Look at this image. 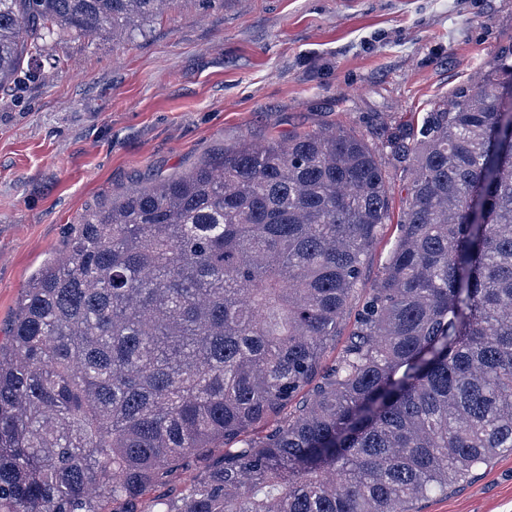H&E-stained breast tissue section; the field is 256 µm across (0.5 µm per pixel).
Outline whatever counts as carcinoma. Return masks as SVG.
Returning <instances> with one entry per match:
<instances>
[{"instance_id": "1", "label": "carcinoma", "mask_w": 512, "mask_h": 512, "mask_svg": "<svg viewBox=\"0 0 512 512\" xmlns=\"http://www.w3.org/2000/svg\"><path fill=\"white\" fill-rule=\"evenodd\" d=\"M170 0H0V86ZM512 45L379 151L245 144L72 225L0 343V512H416L512 451ZM194 461L177 493L146 499ZM384 157L389 167L391 191L389 196L390 221L385 224L380 232V236L374 248L371 250L366 263L363 265L360 276L359 288H371L380 275L382 265L386 259L387 253L394 237L397 235L396 224L398 216L405 204L406 184L408 174L406 172L407 163L399 162L397 157L392 156L389 148L384 149Z\"/></svg>"}]
</instances>
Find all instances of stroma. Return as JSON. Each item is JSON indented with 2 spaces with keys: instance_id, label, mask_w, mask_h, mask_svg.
I'll return each instance as SVG.
<instances>
[{
  "instance_id": "obj_1",
  "label": "stroma",
  "mask_w": 512,
  "mask_h": 512,
  "mask_svg": "<svg viewBox=\"0 0 512 512\" xmlns=\"http://www.w3.org/2000/svg\"><path fill=\"white\" fill-rule=\"evenodd\" d=\"M512 44V0H171L131 41L47 43L0 90V342L69 225L111 198L244 142L341 128L382 143L470 87ZM391 220L360 276L372 287L406 198L387 156ZM419 512H512V454Z\"/></svg>"
}]
</instances>
